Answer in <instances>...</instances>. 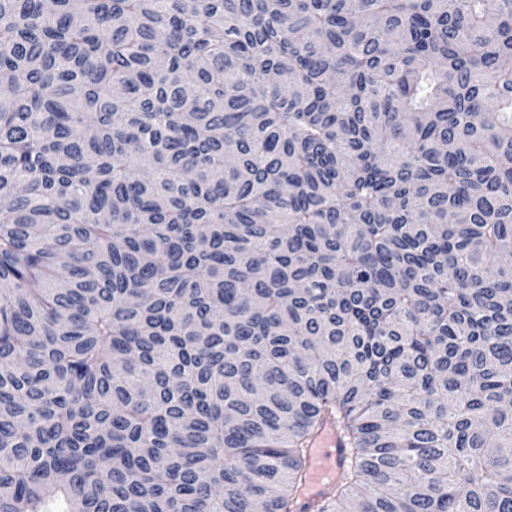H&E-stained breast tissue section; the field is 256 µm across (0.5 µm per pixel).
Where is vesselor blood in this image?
<instances>
[{"label":"vessel or blood","instance_id":"vessel-or-blood-1","mask_svg":"<svg viewBox=\"0 0 512 512\" xmlns=\"http://www.w3.org/2000/svg\"><path fill=\"white\" fill-rule=\"evenodd\" d=\"M345 450L334 428H325L313 442L300 497L312 504L333 485L344 469Z\"/></svg>","mask_w":512,"mask_h":512}]
</instances>
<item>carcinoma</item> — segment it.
Listing matches in <instances>:
<instances>
[{"label": "carcinoma", "instance_id": "cac0c4a2", "mask_svg": "<svg viewBox=\"0 0 512 512\" xmlns=\"http://www.w3.org/2000/svg\"><path fill=\"white\" fill-rule=\"evenodd\" d=\"M512 512V0H0V512ZM345 448L336 430L325 428L313 442L308 457V464L300 498L307 504H314L320 499L344 469Z\"/></svg>", "mask_w": 512, "mask_h": 512}]
</instances>
